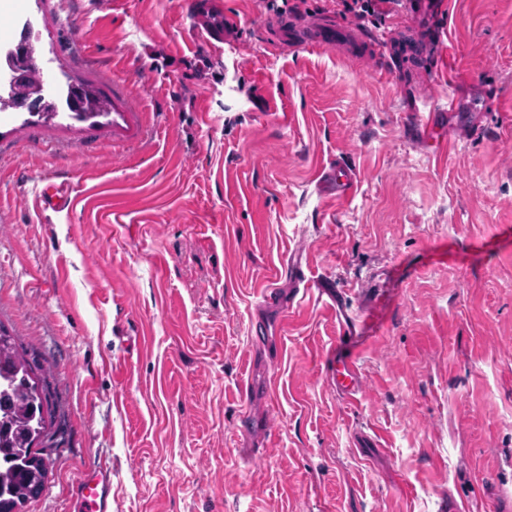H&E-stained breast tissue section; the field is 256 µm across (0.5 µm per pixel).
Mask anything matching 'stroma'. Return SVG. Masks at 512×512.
<instances>
[{"label":"stroma","instance_id":"obj_1","mask_svg":"<svg viewBox=\"0 0 512 512\" xmlns=\"http://www.w3.org/2000/svg\"><path fill=\"white\" fill-rule=\"evenodd\" d=\"M15 2L53 85L129 106L0 111V323L48 367L60 431L25 512H66L100 459L112 512H512V0L374 24L214 0L225 43L191 0ZM318 16L364 48L273 35ZM450 95L441 160L408 116ZM336 162L359 176L345 203L316 185ZM50 182L73 208L39 210ZM296 250L340 303L292 292ZM272 279L288 307L263 330ZM343 310L354 403L325 374ZM81 108L80 112H75L77 115L91 116L108 112L109 103L98 90L94 87L81 84Z\"/></svg>","mask_w":512,"mask_h":512}]
</instances>
